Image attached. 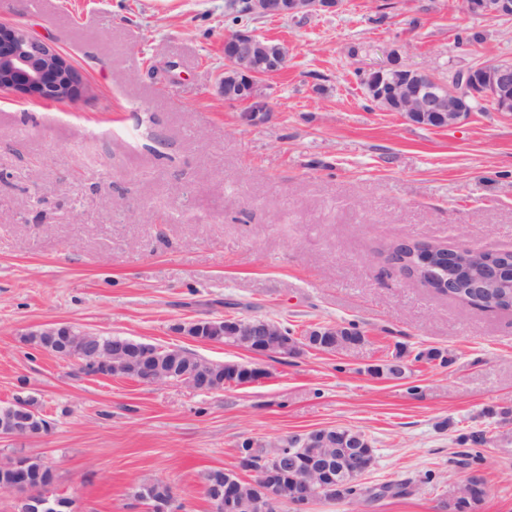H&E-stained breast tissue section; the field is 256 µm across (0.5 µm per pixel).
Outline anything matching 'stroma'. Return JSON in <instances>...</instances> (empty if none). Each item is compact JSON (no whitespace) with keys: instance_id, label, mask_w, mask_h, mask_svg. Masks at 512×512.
Returning a JSON list of instances; mask_svg holds the SVG:
<instances>
[{"instance_id":"35a3bbf8","label":"stroma","mask_w":512,"mask_h":512,"mask_svg":"<svg viewBox=\"0 0 512 512\" xmlns=\"http://www.w3.org/2000/svg\"><path fill=\"white\" fill-rule=\"evenodd\" d=\"M224 0H0L84 74L77 101L0 93V405L33 399L46 435L0 438V460L43 458L76 512H144L140 486L168 484L183 512H211L202 476L237 467V445L324 427L364 432L365 484L406 480L375 506L307 512H448L479 456L478 512H512V310L489 312L407 278L402 241L512 251V116L487 109L433 128L373 103L367 71L399 60L512 61V17L463 0H342L333 14L257 19L288 47L255 122L218 90ZM482 38L459 43L461 29ZM260 317L294 336L356 324L349 349L255 355L196 342L176 324ZM262 367L258 382L198 392L87 375L27 343L55 324ZM447 351L370 376L395 344ZM484 434L483 444L472 435Z\"/></svg>"}]
</instances>
